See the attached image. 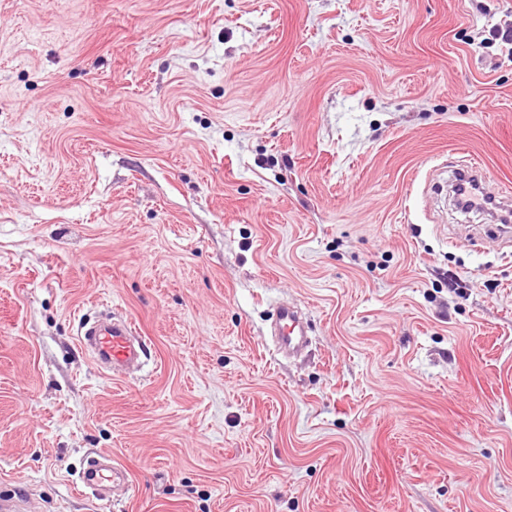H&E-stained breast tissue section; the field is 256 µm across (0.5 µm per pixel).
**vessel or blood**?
Returning <instances> with one entry per match:
<instances>
[{
	"instance_id": "1",
	"label": "vessel or blood",
	"mask_w": 512,
	"mask_h": 512,
	"mask_svg": "<svg viewBox=\"0 0 512 512\" xmlns=\"http://www.w3.org/2000/svg\"><path fill=\"white\" fill-rule=\"evenodd\" d=\"M274 335L278 351L288 356L301 352L309 344L307 326L299 312L292 307H279ZM78 340L82 347L90 349L98 361L111 367L116 374L138 364L141 358L142 344L135 325L128 320L107 319L81 331ZM106 460V454H98L79 473L82 487L99 498L105 497L109 484L125 485L129 482L123 468L116 466L105 469Z\"/></svg>"
}]
</instances>
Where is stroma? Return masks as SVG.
<instances>
[{
    "mask_svg": "<svg viewBox=\"0 0 512 512\" xmlns=\"http://www.w3.org/2000/svg\"><path fill=\"white\" fill-rule=\"evenodd\" d=\"M512 0H0V494L512 512ZM311 344L278 353L279 305ZM112 309L146 340L105 374ZM108 452L134 485L95 499ZM137 334L131 321L109 318L80 331L78 340L103 365L112 367L114 375L139 363L143 350ZM103 462L112 464V479L104 473L106 469L102 464ZM79 479L83 488L91 490L99 498L105 497L109 490L110 487L106 485L108 481H112V487L117 484H124L128 490H131V483L127 472L122 467L114 465L112 457L108 454L99 453L96 458L84 465L80 470Z\"/></svg>",
    "mask_w": 512,
    "mask_h": 512,
    "instance_id": "1",
    "label": "stroma"
}]
</instances>
